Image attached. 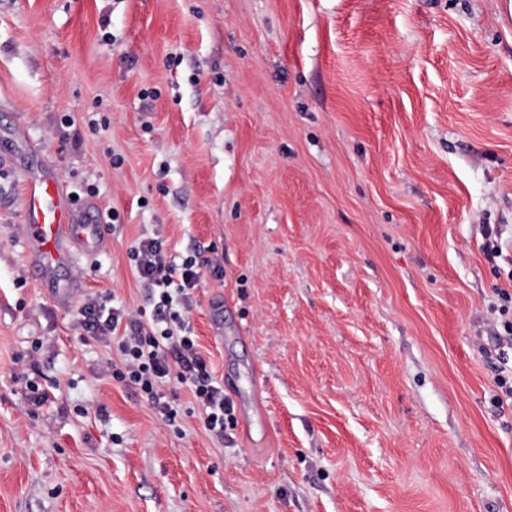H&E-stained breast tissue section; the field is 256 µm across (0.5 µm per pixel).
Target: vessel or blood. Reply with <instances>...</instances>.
Returning <instances> with one entry per match:
<instances>
[{
	"label": "vessel or blood",
	"mask_w": 512,
	"mask_h": 512,
	"mask_svg": "<svg viewBox=\"0 0 512 512\" xmlns=\"http://www.w3.org/2000/svg\"><path fill=\"white\" fill-rule=\"evenodd\" d=\"M23 212L28 259L43 280H50L55 265L73 253H94L108 245L103 223L85 218L53 176L29 178Z\"/></svg>",
	"instance_id": "vessel-or-blood-1"
}]
</instances>
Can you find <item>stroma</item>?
<instances>
[{
    "label": "stroma",
    "instance_id": "obj_1",
    "mask_svg": "<svg viewBox=\"0 0 512 512\" xmlns=\"http://www.w3.org/2000/svg\"><path fill=\"white\" fill-rule=\"evenodd\" d=\"M12 137L0 512H512V0H0ZM44 164L119 214L56 268L65 306L22 235ZM154 234L223 268L190 314L220 442L188 387L163 422L75 321L96 293L148 308L129 249Z\"/></svg>",
    "mask_w": 512,
    "mask_h": 512
}]
</instances>
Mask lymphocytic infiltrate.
Returning a JSON list of instances; mask_svg holds the SVG:
<instances>
[{"label": "lymphocytic infiltrate", "instance_id": "obj_1", "mask_svg": "<svg viewBox=\"0 0 512 512\" xmlns=\"http://www.w3.org/2000/svg\"><path fill=\"white\" fill-rule=\"evenodd\" d=\"M129 257L150 291L149 318L128 312L113 296L97 294L80 307L78 325L93 338L117 341L121 365L113 376L137 390L166 421L177 416L165 391L174 379L189 388L202 408L206 430L223 440L225 428L234 421V408L200 354L189 320L193 291L204 275L201 261L194 255L169 260L165 241L157 236L139 239Z\"/></svg>", "mask_w": 512, "mask_h": 512}]
</instances>
